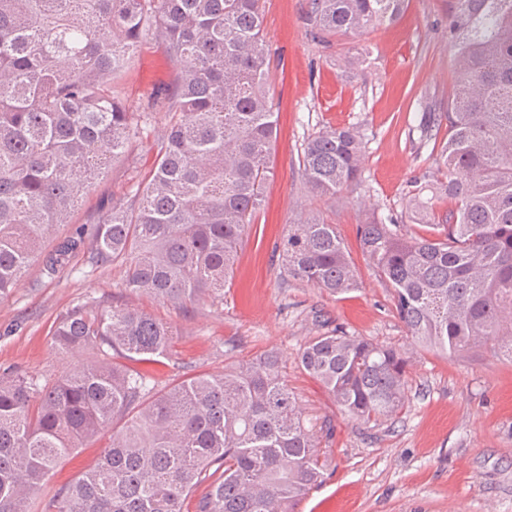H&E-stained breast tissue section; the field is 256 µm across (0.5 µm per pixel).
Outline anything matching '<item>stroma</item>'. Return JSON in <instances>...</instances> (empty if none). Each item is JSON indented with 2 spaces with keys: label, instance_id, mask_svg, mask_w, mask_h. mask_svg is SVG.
Listing matches in <instances>:
<instances>
[{
  "label": "stroma",
  "instance_id": "obj_1",
  "mask_svg": "<svg viewBox=\"0 0 512 512\" xmlns=\"http://www.w3.org/2000/svg\"><path fill=\"white\" fill-rule=\"evenodd\" d=\"M306 4L261 0L278 132L266 206L253 218L223 298L172 307L129 295L117 265L94 271L78 255L50 278L39 262H31L20 285L0 295V374L51 383L74 365L100 362L93 348L60 354L51 331L76 304L129 303L174 332L164 358L139 366L157 389L185 377L223 373L269 349L286 357L284 380L304 416L333 427L326 441V479L298 512H512V363L485 350L447 355L418 346L357 235L359 224L404 213L408 187L431 165L418 125L422 101L447 102L458 78L448 42L452 0H409L399 23L328 45L308 34ZM358 52L368 55L365 79L344 70V58ZM175 75L164 47L151 41L117 80L116 93L129 111L139 112L147 93ZM166 123L160 111L142 125L132 152L110 161L58 237L90 224L110 196L141 183ZM339 125L362 130L366 153L361 182L329 198L313 192L299 158L309 136ZM311 216L335 225L357 270V290L336 296L289 275L274 246L289 225ZM337 327L409 356L406 403L392 419L364 425L344 415L300 366L303 346ZM111 442L108 428L84 440L40 485L34 512H50L55 494L93 466Z\"/></svg>",
  "mask_w": 512,
  "mask_h": 512
}]
</instances>
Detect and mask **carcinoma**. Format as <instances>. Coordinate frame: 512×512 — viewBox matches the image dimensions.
Segmentation results:
<instances>
[{"label":"carcinoma","mask_w":512,"mask_h":512,"mask_svg":"<svg viewBox=\"0 0 512 512\" xmlns=\"http://www.w3.org/2000/svg\"><path fill=\"white\" fill-rule=\"evenodd\" d=\"M407 0H309V35L360 36L400 19ZM260 0H0V295L38 257L53 276L76 254L94 269L119 264L122 288L173 306L222 298L270 178L277 117ZM155 36L175 82L148 106L169 117L148 181L113 197L92 228L43 250L81 206L111 159L129 151L144 116L112 84ZM459 79L443 118L428 114L440 178L407 192L410 221L358 227L376 276L419 343L445 353L485 348L512 362V0H455L448 24ZM364 135L330 127L308 138L302 169L335 197L361 180ZM450 200L444 210L438 204ZM292 277L344 295L359 287L336 225H288L275 245ZM173 332L137 308L87 302L52 330L67 354L109 360L53 383L0 375V512H28L57 464L117 418L124 427L95 467L52 501L53 512H297L325 480V452L265 351L221 374L157 392L115 362L166 355ZM338 409L365 424L400 411L408 359L335 328L300 353Z\"/></svg>","instance_id":"cac0c4a2"}]
</instances>
